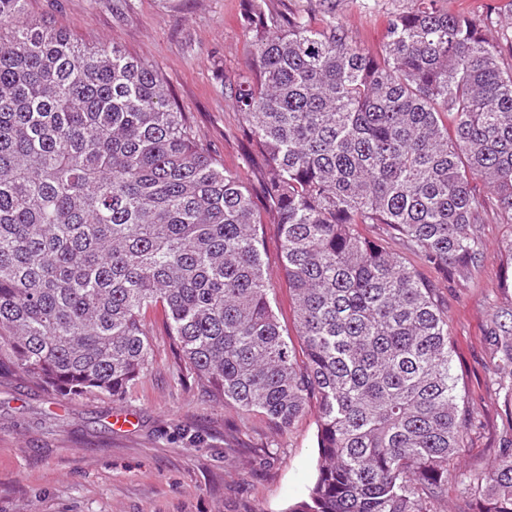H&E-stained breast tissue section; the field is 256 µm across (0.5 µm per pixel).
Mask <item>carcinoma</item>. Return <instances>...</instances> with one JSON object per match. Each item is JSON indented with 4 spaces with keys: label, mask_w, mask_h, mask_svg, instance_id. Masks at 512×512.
I'll return each mask as SVG.
<instances>
[{
    "label": "carcinoma",
    "mask_w": 512,
    "mask_h": 512,
    "mask_svg": "<svg viewBox=\"0 0 512 512\" xmlns=\"http://www.w3.org/2000/svg\"><path fill=\"white\" fill-rule=\"evenodd\" d=\"M25 6L0 0V369L119 396L152 365L159 305L213 396L282 431L318 402L317 475L289 512H438L450 482L477 512H512V447L487 471L448 467L476 417L436 289L389 246L468 282L481 225H512V32L486 37L499 7L409 0L370 55L329 7L315 26L246 0L253 62L233 99L266 159L261 209L155 66ZM268 220L300 358L271 302ZM495 335L512 364V321Z\"/></svg>",
    "instance_id": "obj_1"
}]
</instances>
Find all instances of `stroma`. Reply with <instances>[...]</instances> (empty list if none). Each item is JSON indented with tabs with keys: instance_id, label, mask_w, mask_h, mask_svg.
I'll use <instances>...</instances> for the list:
<instances>
[{
	"instance_id": "obj_1",
	"label": "stroma",
	"mask_w": 512,
	"mask_h": 512,
	"mask_svg": "<svg viewBox=\"0 0 512 512\" xmlns=\"http://www.w3.org/2000/svg\"><path fill=\"white\" fill-rule=\"evenodd\" d=\"M407 0H333L336 20L362 49L378 53L385 15ZM245 0H27L28 19L92 46L114 41L159 69L199 145L260 193L264 156L249 145L230 87L251 61L239 24ZM507 229L482 227L484 261L471 282L424 269L448 314L452 368L478 424L451 467L492 464L505 439L504 390L491 381V325L512 310L501 289ZM264 261L280 324L295 334L281 271L277 227H263ZM150 371L122 397L54 396L25 377L0 374V512H288L317 474V416L288 431L263 414L214 398L182 371L165 315L146 314ZM130 414L131 429L113 416Z\"/></svg>"
}]
</instances>
